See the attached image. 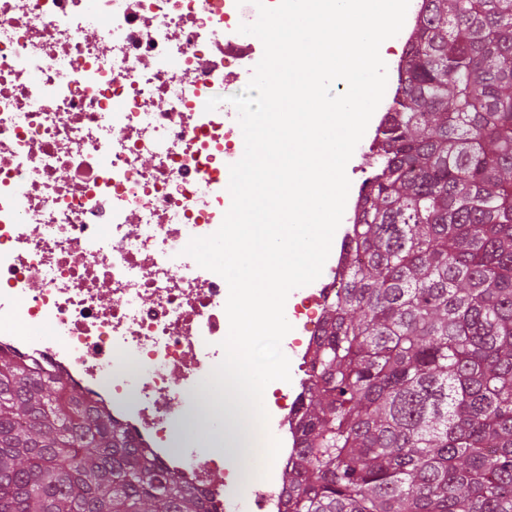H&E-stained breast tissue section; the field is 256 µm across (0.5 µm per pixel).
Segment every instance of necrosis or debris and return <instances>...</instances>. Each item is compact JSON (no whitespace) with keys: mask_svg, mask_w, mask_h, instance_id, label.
<instances>
[{"mask_svg":"<svg viewBox=\"0 0 512 512\" xmlns=\"http://www.w3.org/2000/svg\"><path fill=\"white\" fill-rule=\"evenodd\" d=\"M256 18L236 0H0V349L89 392L208 512H286L300 354L347 265L338 248L294 305L300 374L267 387L282 442L268 475L226 465L222 431L183 446L176 423L202 419L228 324L224 279L183 250L223 220L242 140L224 77L252 60L238 27Z\"/></svg>","mask_w":512,"mask_h":512,"instance_id":"4bbe7bcc","label":"necrosis or debris"}]
</instances>
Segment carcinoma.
Here are the masks:
<instances>
[{
  "label": "carcinoma",
  "mask_w": 512,
  "mask_h": 512,
  "mask_svg": "<svg viewBox=\"0 0 512 512\" xmlns=\"http://www.w3.org/2000/svg\"><path fill=\"white\" fill-rule=\"evenodd\" d=\"M310 358L288 512H512V0H424ZM0 512H207L0 350Z\"/></svg>",
  "instance_id": "cac0c4a2"
}]
</instances>
